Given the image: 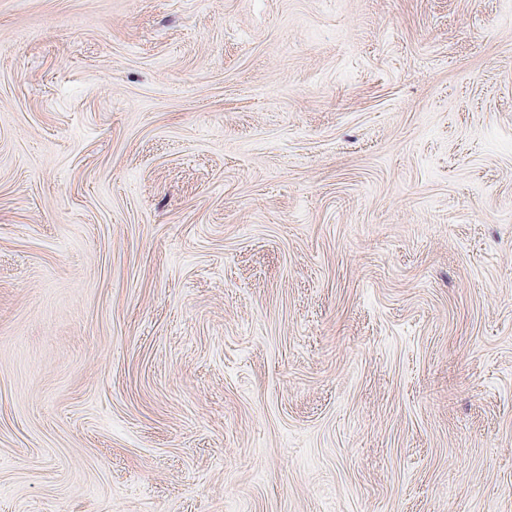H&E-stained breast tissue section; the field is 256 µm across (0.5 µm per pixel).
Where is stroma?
<instances>
[{
	"label": "stroma",
	"mask_w": 512,
	"mask_h": 512,
	"mask_svg": "<svg viewBox=\"0 0 512 512\" xmlns=\"http://www.w3.org/2000/svg\"><path fill=\"white\" fill-rule=\"evenodd\" d=\"M0 512H512V0H0Z\"/></svg>",
	"instance_id": "35a3bbf8"
}]
</instances>
